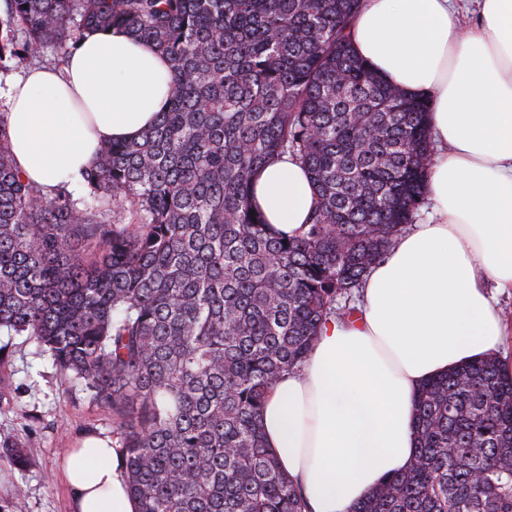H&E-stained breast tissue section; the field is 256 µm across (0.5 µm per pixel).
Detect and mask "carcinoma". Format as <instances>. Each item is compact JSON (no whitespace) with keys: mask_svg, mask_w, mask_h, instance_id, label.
Masks as SVG:
<instances>
[{"mask_svg":"<svg viewBox=\"0 0 512 512\" xmlns=\"http://www.w3.org/2000/svg\"><path fill=\"white\" fill-rule=\"evenodd\" d=\"M363 0H0V69L123 27L164 54L159 121L79 191L22 181L0 112V331L112 413L137 512H304L263 439L274 383L424 203L428 99L354 53ZM289 155L316 190L297 238L254 182ZM410 468L350 512H512V376L494 355L426 381Z\"/></svg>","mask_w":512,"mask_h":512,"instance_id":"carcinoma-1","label":"carcinoma"}]
</instances>
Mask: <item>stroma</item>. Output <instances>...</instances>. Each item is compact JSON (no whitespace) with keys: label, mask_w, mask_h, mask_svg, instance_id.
<instances>
[{"label":"stroma","mask_w":512,"mask_h":512,"mask_svg":"<svg viewBox=\"0 0 512 512\" xmlns=\"http://www.w3.org/2000/svg\"><path fill=\"white\" fill-rule=\"evenodd\" d=\"M0 346L9 353L0 377L12 382L0 401V512H74L61 461L83 436L116 439L112 416L27 337L1 332ZM14 446L24 462L11 455Z\"/></svg>","instance_id":"35a3bbf8"}]
</instances>
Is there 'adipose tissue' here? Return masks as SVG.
<instances>
[{"label": "adipose tissue", "instance_id": "1", "mask_svg": "<svg viewBox=\"0 0 512 512\" xmlns=\"http://www.w3.org/2000/svg\"><path fill=\"white\" fill-rule=\"evenodd\" d=\"M352 44L392 84L430 98L434 215L397 234L357 313L328 318L268 395L264 442L308 512H349L409 468L424 382L489 354L512 375V323L486 290L512 291V0H476L471 22L458 0H363ZM170 91L168 61L127 29L87 33L63 67L8 81L13 164L44 194L76 187L104 143L157 122ZM255 199L273 232L295 238L314 187L286 155L260 172ZM64 476L75 512H136L111 441L84 438Z\"/></svg>", "mask_w": 512, "mask_h": 512}]
</instances>
